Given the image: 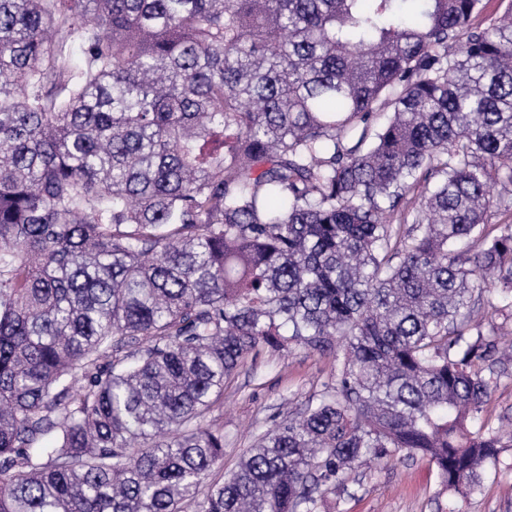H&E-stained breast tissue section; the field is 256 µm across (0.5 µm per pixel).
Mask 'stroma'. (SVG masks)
Returning <instances> with one entry per match:
<instances>
[{
	"label": "stroma",
	"instance_id": "1",
	"mask_svg": "<svg viewBox=\"0 0 512 512\" xmlns=\"http://www.w3.org/2000/svg\"><path fill=\"white\" fill-rule=\"evenodd\" d=\"M334 370L332 357L294 348H267L250 356L224 384V397L207 418L224 428V461L214 478L237 466L257 434L303 409ZM469 428L512 430V369L494 383L484 411ZM326 512H512V446L487 464L481 493L462 498L441 485L435 468L414 456L386 465L359 468L345 487L325 498Z\"/></svg>",
	"mask_w": 512,
	"mask_h": 512
}]
</instances>
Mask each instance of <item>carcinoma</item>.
<instances>
[{
  "instance_id": "obj_1",
  "label": "carcinoma",
  "mask_w": 512,
  "mask_h": 512,
  "mask_svg": "<svg viewBox=\"0 0 512 512\" xmlns=\"http://www.w3.org/2000/svg\"><path fill=\"white\" fill-rule=\"evenodd\" d=\"M488 2L0 0V512H320L416 455L481 491L506 368L474 293L512 297ZM261 346L336 369L212 481L205 416ZM503 363L508 366V372L494 383L484 411L469 424L472 432L512 429V363L507 359Z\"/></svg>"
}]
</instances>
